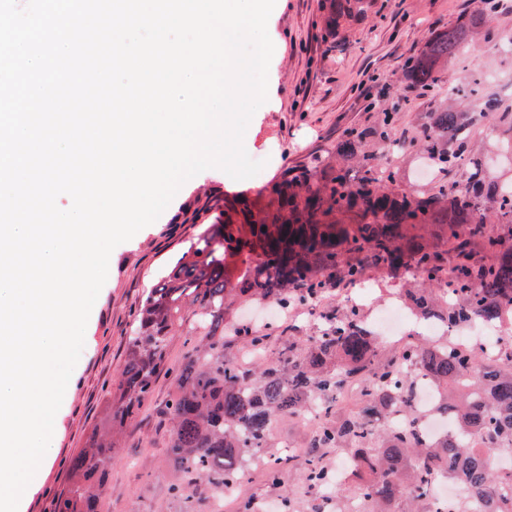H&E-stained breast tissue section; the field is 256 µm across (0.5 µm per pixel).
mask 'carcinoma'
Wrapping results in <instances>:
<instances>
[{
	"instance_id": "obj_1",
	"label": "carcinoma",
	"mask_w": 512,
	"mask_h": 512,
	"mask_svg": "<svg viewBox=\"0 0 512 512\" xmlns=\"http://www.w3.org/2000/svg\"><path fill=\"white\" fill-rule=\"evenodd\" d=\"M504 0H477L473 13L431 35L408 60L409 86L439 99V107L399 152L410 148L436 172L434 185L419 196L399 190L398 170L383 163L379 149L396 143L393 104L378 120L348 130L336 144L340 162L326 169L318 159L268 192L267 215L242 206L203 225L186 250L134 313L128 359L112 389L106 431L70 458L68 488L57 496L56 512H95L112 472V432L133 423L166 369L174 326L191 316V355L172 369L174 389L163 416L170 425L166 454L182 473L172 495L191 500L198 491L235 486L243 458L262 457L266 478L278 482L285 466L305 458L302 477L321 487L330 474L320 463L325 448H351L355 465L367 474L354 497L379 512L408 489L409 512H421L432 478L452 476L468 499H482L491 512H512V470L497 474L490 464L512 449V346L481 376L469 372L484 355L476 345L457 348L408 345L383 361L379 341L361 312L344 307L317 336L290 343L274 361L243 371L224 355V310L234 301L310 305L329 284L352 283L370 265L397 277L410 272L420 287L405 294V307L426 320L441 311L444 321L496 324L512 338V183L491 177L488 155L471 146L476 127L494 124L509 135L502 147L512 156V100L483 91L472 76L463 93L444 88L440 61L465 51L468 37L485 28ZM364 9V0H324L325 36ZM352 212L354 224H336ZM444 224L448 249L431 250L411 228ZM414 365L443 389L439 409L453 428L428 442L417 432L411 404ZM353 379L365 381L357 417L333 419L336 392ZM320 401L323 420L312 427L302 455H267L275 419L298 416ZM404 408L407 424L377 430L365 418Z\"/></svg>"
}]
</instances>
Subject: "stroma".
<instances>
[{"instance_id": "1", "label": "stroma", "mask_w": 512, "mask_h": 512, "mask_svg": "<svg viewBox=\"0 0 512 512\" xmlns=\"http://www.w3.org/2000/svg\"><path fill=\"white\" fill-rule=\"evenodd\" d=\"M323 0H277L268 20L274 44L268 81L276 87L274 102L261 105L246 130L248 155L263 162L255 176L236 181L218 169L189 179L151 225L111 253L108 278L92 308L84 348L54 420L55 459L36 473L20 512H54L57 493L71 478L66 462L85 448L112 402L127 358L133 314L144 293L199 233L201 219L222 213L224 202L238 197L263 207L268 188L321 158L336 162V144L353 127L372 124L378 108L397 105L395 133L412 137L437 102L409 87L402 78L405 61L433 33L476 8V0H369L363 17L341 21L335 38L325 39ZM492 38L474 34L472 46L460 57L441 64L446 84L464 77H483L486 92L512 97V60L496 52V37L512 33V11L500 13ZM371 288L362 316L377 311L414 287L412 276L393 278L381 266L371 267ZM344 303L343 291L330 289L309 309L277 316L242 304L227 314L231 323L249 324L265 336V356L274 359L288 343L318 333L326 316ZM173 387L169 374H160L153 396L137 420L119 437L112 476L102 498L109 512H209V498L192 502L173 497L169 488L180 475L163 452L170 431L163 422L164 402ZM239 498L252 502L254 512H267L269 500L291 503L293 512H322L317 491L305 489L300 468L283 469L277 485H269L260 467H248Z\"/></svg>"}]
</instances>
